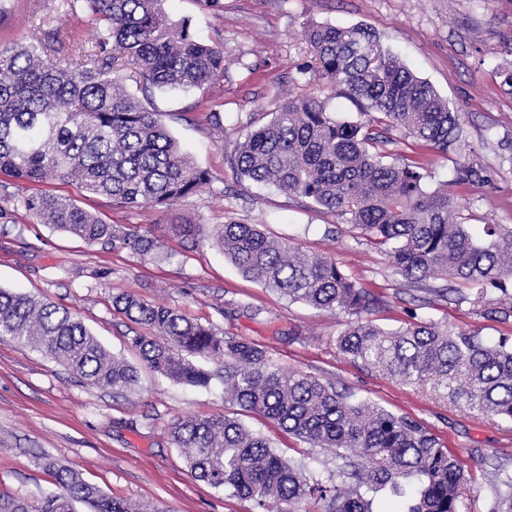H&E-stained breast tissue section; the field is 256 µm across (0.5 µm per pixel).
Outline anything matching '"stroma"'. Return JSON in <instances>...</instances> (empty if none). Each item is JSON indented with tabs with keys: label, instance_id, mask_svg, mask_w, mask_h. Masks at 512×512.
<instances>
[{
	"label": "stroma",
	"instance_id": "1",
	"mask_svg": "<svg viewBox=\"0 0 512 512\" xmlns=\"http://www.w3.org/2000/svg\"><path fill=\"white\" fill-rule=\"evenodd\" d=\"M169 19L186 25L200 43L223 48L230 65L204 89L157 92L150 111L210 181L166 208L120 207L67 180L23 183L0 174V288L66 308L114 356L136 367L132 390L85 385L36 348L0 336V490L38 505L54 491L46 459H60L106 493L159 512H252L249 500L231 497L192 477L170 437L172 424L192 413L225 412L224 385L209 388L170 382L142 364L132 339L142 331L112 307L131 292L154 305L178 309L192 321L256 342L278 367L334 384L421 423L456 457L471 482L469 512H489L498 471L512 472V422L451 403L433 382L402 385L351 361L338 349L347 314H330L291 301L244 276L212 238L188 244L166 225L213 229L230 220L266 225L310 255L328 256L374 294L368 319L396 330L411 315L432 318L455 331L512 337V319L496 318L497 290L482 300L456 293L426 295L397 274L375 245L351 236L333 214L310 200L239 176L229 157L240 124L255 116L268 123L282 100L314 89L298 64L311 61L302 32L312 25L369 28L384 47L429 81L459 112L466 148L445 156L394 132L391 159L416 157L427 189H449L469 231L487 224L512 226V89L497 70L512 65V0H163ZM92 37L82 0H0V48L29 42L32 32L54 28ZM483 169L485 181L460 183L459 164ZM33 192L66 196L103 223L152 230L160 248L144 255L122 245L90 244L28 216L16 200ZM285 458L308 462L325 474L351 462L314 448L271 421L244 416Z\"/></svg>",
	"mask_w": 512,
	"mask_h": 512
}]
</instances>
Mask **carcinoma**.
Instances as JSON below:
<instances>
[{
    "label": "carcinoma",
    "instance_id": "obj_1",
    "mask_svg": "<svg viewBox=\"0 0 512 512\" xmlns=\"http://www.w3.org/2000/svg\"><path fill=\"white\" fill-rule=\"evenodd\" d=\"M162 0H84L97 25L88 48L56 32L0 51V172L18 180H71L123 207L163 208L210 181L135 96L112 78L121 63L136 68L144 99L155 90L199 88L224 74V50L197 42L161 9ZM314 62L297 73H315L357 104L365 123L340 121L318 94L283 102L267 124L245 131L230 165L254 182L309 199L356 232L373 240L391 266L414 283L453 278L476 290L502 292L512 283V229L483 227L478 243L454 221L446 190L429 192L423 164L385 161L392 132L441 153L465 147L459 113L427 81L416 76L362 26H311L304 31ZM29 216L91 244L121 242L142 254L158 241L103 223L73 200L53 194L26 195ZM187 240L199 224H171ZM224 256L264 287L320 311L347 312L337 343L354 361L378 369L403 385L434 380L448 397L468 408L512 421V340L492 341L456 332L431 319L384 329L362 318L376 303L336 259L308 256L297 243L274 237L258 224L230 221L214 234ZM113 306L151 335L137 336L141 360L175 382L205 388L210 371L191 363L197 354L224 364V403L233 410L202 419L185 415L172 438L192 476L252 502V512L313 499L325 512H375L368 493L391 485L406 508L382 512H462L464 470L436 438L410 417L356 401L333 384L300 371L273 366L257 344L192 322L177 310L152 305L132 293ZM0 336L41 349L88 386L117 391L137 382V371L111 355L72 315L55 305L0 288ZM253 413L315 448L343 449L367 470L322 477L309 464L286 460L269 441L249 430L239 415ZM57 491L39 512H156L131 507L84 481L70 464L46 462ZM491 512H512V477L491 485ZM0 512H31L24 500L0 493Z\"/></svg>",
    "mask_w": 512,
    "mask_h": 512
}]
</instances>
